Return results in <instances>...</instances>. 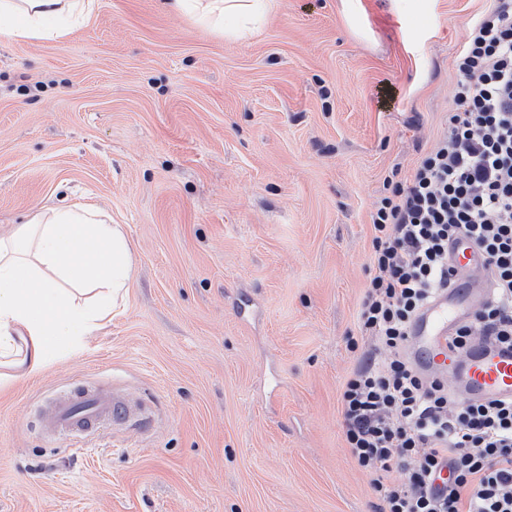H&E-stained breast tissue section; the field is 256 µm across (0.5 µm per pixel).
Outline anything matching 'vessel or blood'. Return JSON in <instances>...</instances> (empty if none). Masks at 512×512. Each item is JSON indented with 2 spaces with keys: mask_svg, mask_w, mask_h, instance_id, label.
Returning <instances> with one entry per match:
<instances>
[{
  "mask_svg": "<svg viewBox=\"0 0 512 512\" xmlns=\"http://www.w3.org/2000/svg\"><path fill=\"white\" fill-rule=\"evenodd\" d=\"M448 254L455 283L439 292L412 320L408 355L424 380L447 383L463 401L512 398V346L493 344L476 335L466 350L448 349L450 334L473 320L488 297L485 261L475 245L462 237L449 243ZM134 414L132 404L114 392L80 386L43 404L40 422L49 437L62 438L127 423Z\"/></svg>",
  "mask_w": 512,
  "mask_h": 512,
  "instance_id": "b4317fda",
  "label": "vessel or blood"
}]
</instances>
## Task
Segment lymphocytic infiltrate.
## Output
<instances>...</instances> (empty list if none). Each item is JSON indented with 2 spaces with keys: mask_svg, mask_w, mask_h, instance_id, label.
Here are the masks:
<instances>
[{
  "mask_svg": "<svg viewBox=\"0 0 512 512\" xmlns=\"http://www.w3.org/2000/svg\"><path fill=\"white\" fill-rule=\"evenodd\" d=\"M455 69L444 134L377 205L374 274L358 313L377 349L342 385L347 450L379 512H512V399L459 401L406 355L412 317L453 283L448 242L458 236L483 253L491 296L448 348L465 350L477 331L512 345V0H493L472 23Z\"/></svg>",
  "mask_w": 512,
  "mask_h": 512,
  "instance_id": "lymphocytic-infiltrate-1",
  "label": "lymphocytic infiltrate"
}]
</instances>
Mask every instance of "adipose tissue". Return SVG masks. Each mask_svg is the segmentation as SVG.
Masks as SVG:
<instances>
[{
    "label": "adipose tissue",
    "instance_id": "1",
    "mask_svg": "<svg viewBox=\"0 0 512 512\" xmlns=\"http://www.w3.org/2000/svg\"><path fill=\"white\" fill-rule=\"evenodd\" d=\"M166 6L243 39L276 0H166ZM92 7V0H0V36L59 40L88 20ZM134 275L124 226L106 222L92 206L40 210L1 233L0 386L80 352L85 337L125 306Z\"/></svg>",
    "mask_w": 512,
    "mask_h": 512
}]
</instances>
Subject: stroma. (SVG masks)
Returning <instances> with one entry per match:
<instances>
[{
  "label": "stroma",
  "mask_w": 512,
  "mask_h": 512,
  "mask_svg": "<svg viewBox=\"0 0 512 512\" xmlns=\"http://www.w3.org/2000/svg\"><path fill=\"white\" fill-rule=\"evenodd\" d=\"M163 2L0 39V232L92 204L137 257L80 353L0 388V512H378L340 417L373 216L492 2L278 0L244 40ZM82 385L151 422L47 437L37 406Z\"/></svg>",
  "instance_id": "stroma-1"
}]
</instances>
